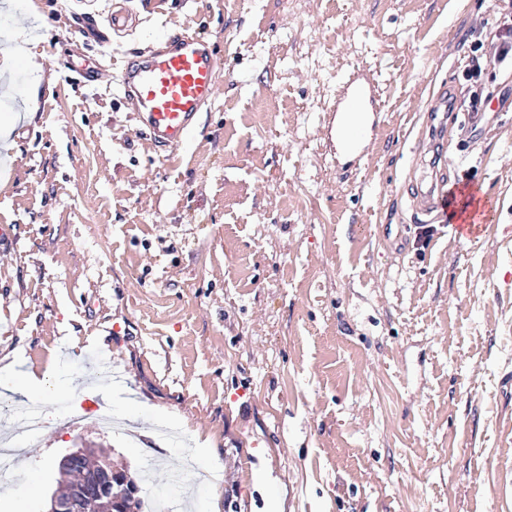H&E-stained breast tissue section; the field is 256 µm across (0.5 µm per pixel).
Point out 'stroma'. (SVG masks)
Listing matches in <instances>:
<instances>
[{
    "label": "stroma",
    "instance_id": "35a3bbf8",
    "mask_svg": "<svg viewBox=\"0 0 512 512\" xmlns=\"http://www.w3.org/2000/svg\"><path fill=\"white\" fill-rule=\"evenodd\" d=\"M0 0L42 66L0 62V357L50 373L45 432L0 512H45L58 462L86 444L148 472L142 501L173 512H497L512 478V63L474 141L445 145L490 228L414 243L426 189L425 113L467 87L470 47L498 0ZM214 48L213 102L188 143L155 153L108 84L155 28ZM376 77L385 123L353 177L321 135L339 81ZM31 120H21L28 101ZM111 367L115 424L72 389ZM181 425L155 443L168 418Z\"/></svg>",
    "mask_w": 512,
    "mask_h": 512
}]
</instances>
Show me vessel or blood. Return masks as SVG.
Wrapping results in <instances>:
<instances>
[{"instance_id": "obj_1", "label": "vessel or blood", "mask_w": 512, "mask_h": 512, "mask_svg": "<svg viewBox=\"0 0 512 512\" xmlns=\"http://www.w3.org/2000/svg\"><path fill=\"white\" fill-rule=\"evenodd\" d=\"M156 50L127 59L110 75L140 120L139 131L163 151L180 149L191 134L199 112L216 90L213 51L201 35L158 31ZM383 122V106L373 79L356 72L339 84L323 118L322 133L337 170L359 171ZM453 200L447 173H433L429 188L416 194L413 206L425 223L447 216ZM488 229L478 210H462L452 230L456 238L475 241Z\"/></svg>"}]
</instances>
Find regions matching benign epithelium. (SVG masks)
I'll use <instances>...</instances> for the list:
<instances>
[{"mask_svg": "<svg viewBox=\"0 0 512 512\" xmlns=\"http://www.w3.org/2000/svg\"><path fill=\"white\" fill-rule=\"evenodd\" d=\"M92 463L94 485L73 481L63 490H55L46 512H91L96 505L99 512H137L140 487L128 468L113 465L110 450L99 446H81L59 461V478L66 479L83 464Z\"/></svg>", "mask_w": 512, "mask_h": 512, "instance_id": "benign-epithelium-1", "label": "benign epithelium"}]
</instances>
